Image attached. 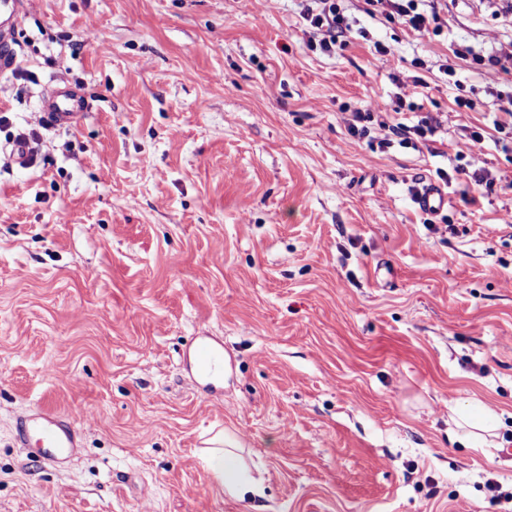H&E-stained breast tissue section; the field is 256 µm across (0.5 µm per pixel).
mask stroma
Segmentation results:
<instances>
[{"label": "stroma", "instance_id": "35a3bbf8", "mask_svg": "<svg viewBox=\"0 0 512 512\" xmlns=\"http://www.w3.org/2000/svg\"><path fill=\"white\" fill-rule=\"evenodd\" d=\"M344 8L358 37L328 55L298 0H29L0 145L56 81L91 110L39 129L34 166L0 156V512H512V69L473 59L512 54V16L438 0L423 36ZM403 92L386 121L433 116L428 141L349 134ZM459 163L494 177L482 206L454 179L421 212ZM481 405L475 450L448 417ZM39 410L78 447L20 451ZM220 432L261 495L215 482ZM416 204L425 213H437L448 204V195L437 186H427L417 197Z\"/></svg>", "mask_w": 512, "mask_h": 512}]
</instances>
